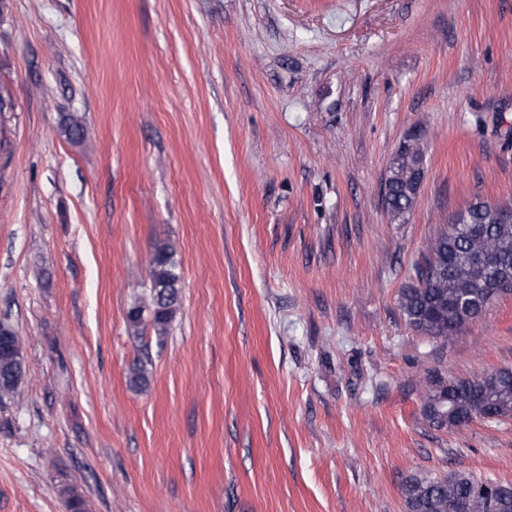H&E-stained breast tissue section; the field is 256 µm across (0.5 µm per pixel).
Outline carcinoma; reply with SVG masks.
Wrapping results in <instances>:
<instances>
[{
    "mask_svg": "<svg viewBox=\"0 0 512 512\" xmlns=\"http://www.w3.org/2000/svg\"><path fill=\"white\" fill-rule=\"evenodd\" d=\"M423 163L419 143L397 153L385 181L387 214L393 221L414 208L417 166ZM504 207L477 202L455 213L438 230L427 253L415 266V278L403 288L399 308L405 321L421 333L446 344L481 317L492 302L495 278L512 283V220ZM150 296L155 335L169 333L180 305V275L172 246L156 247L150 263ZM25 373L18 331L0 322V400L14 396ZM446 400L447 414L428 416L432 424L455 428L475 419L512 416V369L485 376L434 383L425 393V406ZM512 484L484 481L466 473L448 479L410 477L403 489L410 512H498L494 504L500 487Z\"/></svg>",
    "mask_w": 512,
    "mask_h": 512,
    "instance_id": "carcinoma-1",
    "label": "carcinoma"
}]
</instances>
